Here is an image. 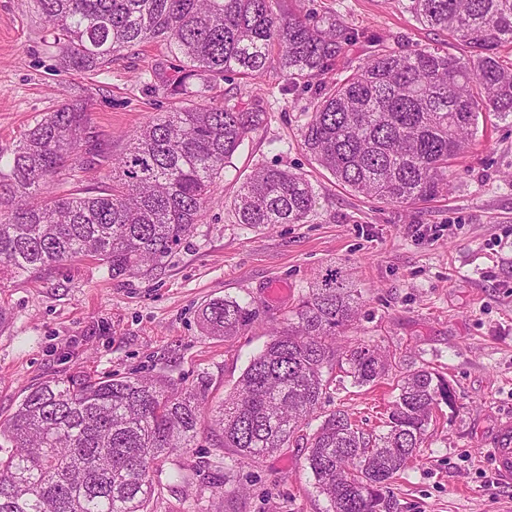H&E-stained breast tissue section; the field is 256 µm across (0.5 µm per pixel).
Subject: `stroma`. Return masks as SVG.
I'll list each match as a JSON object with an SVG mask.
<instances>
[{
    "label": "stroma",
    "mask_w": 512,
    "mask_h": 512,
    "mask_svg": "<svg viewBox=\"0 0 512 512\" xmlns=\"http://www.w3.org/2000/svg\"><path fill=\"white\" fill-rule=\"evenodd\" d=\"M406 0H278V11L336 19L353 38L336 60L341 80L381 49L462 43L419 24ZM180 62L165 43L143 44L93 73L65 72L36 0H0V159L61 104L84 99L102 149L122 153L159 114L181 106L165 90ZM317 82L292 85L270 67L259 79L213 82L206 96L260 112L262 120L225 168L206 213L151 273L112 277L86 258L30 279L0 272V417L51 378L79 373L162 375L181 387L207 378L213 403L229 394L270 328L327 269L357 290L361 310L339 339L395 353L401 367L428 364L456 391L442 407L416 461L392 484L398 512H506L512 483L499 481L492 449L512 446V120L481 121L453 165L446 196L411 206L363 197L337 185L303 145L301 130ZM278 167L306 176L318 204L302 224L238 223L233 200L252 172ZM278 293H271V286ZM227 296L255 299L262 315L227 341L206 335L200 311ZM395 396L391 380L364 387L338 382L321 414L344 409L377 429ZM207 435L175 465L158 466L148 512H326L301 444L258 460L224 453V474L204 473Z\"/></svg>",
    "instance_id": "1"
}]
</instances>
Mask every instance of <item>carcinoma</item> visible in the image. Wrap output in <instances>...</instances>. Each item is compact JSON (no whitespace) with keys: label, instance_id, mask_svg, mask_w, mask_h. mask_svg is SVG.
I'll use <instances>...</instances> for the list:
<instances>
[{"label":"carcinoma","instance_id":"cac0c4a2","mask_svg":"<svg viewBox=\"0 0 512 512\" xmlns=\"http://www.w3.org/2000/svg\"><path fill=\"white\" fill-rule=\"evenodd\" d=\"M58 41L62 67L93 72L125 49L160 40L182 58L173 97H201L224 75L257 79L272 61L290 83L332 70L352 35L311 14L285 16L277 0H37ZM421 24L462 42L375 55L348 77L324 81L302 130L303 144L338 184L398 205L448 193L449 168L469 147L479 117L512 118V0H408ZM260 113L209 102L182 105L149 122L127 151L97 148L87 105H61L27 130L0 164V271L29 277L91 257L112 276L155 270L205 214L216 179L259 123ZM96 162L112 183L93 195L52 194L62 171ZM317 196L302 175L261 168L234 200L238 223L303 224ZM360 307L329 270L273 329L264 349L212 413L215 456L230 448L256 459L306 441V462L328 512H397L389 485L417 459L440 404L454 406L450 381L422 364L393 377L398 391L381 430L336 410L307 435L338 371L356 387L379 382L392 359L366 341L337 337ZM259 304L210 303L212 336L239 335ZM209 382L178 389L163 376L77 375L32 388L0 419V512H147L158 493L151 473L194 446L208 409Z\"/></svg>","mask_w":512,"mask_h":512}]
</instances>
